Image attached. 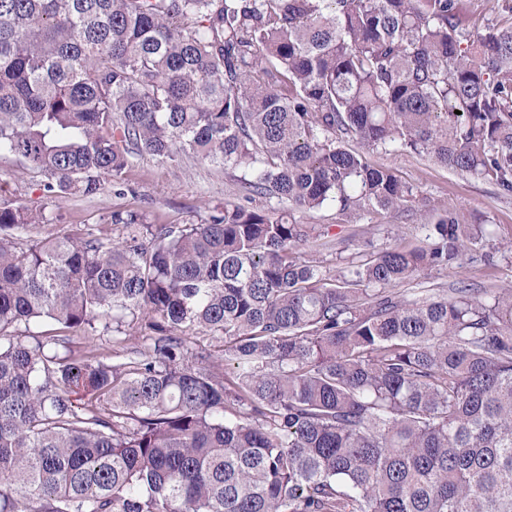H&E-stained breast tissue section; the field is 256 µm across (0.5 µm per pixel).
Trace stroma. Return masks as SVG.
I'll return each mask as SVG.
<instances>
[{
    "label": "stroma",
    "mask_w": 512,
    "mask_h": 512,
    "mask_svg": "<svg viewBox=\"0 0 512 512\" xmlns=\"http://www.w3.org/2000/svg\"><path fill=\"white\" fill-rule=\"evenodd\" d=\"M375 165L394 169L399 176L417 187L432 205L459 209L469 219L494 225L495 234L481 245L490 253L491 262L464 263L462 266L432 272L403 284L407 295L419 296L426 289L449 290L464 282L476 288L512 287V195L502 194L494 185L435 164L429 158L402 150L374 151L368 156ZM39 174L22 167L15 160L0 157V197L43 210L46 221L36 225L31 238L41 239L62 228L80 226L109 235L112 228L105 218L115 209H138L155 224L198 223L207 219L210 207L236 199L239 183L232 174L208 164L187 160L174 166L151 156L134 161L125 174L124 193L104 187L92 196L80 194L45 196ZM328 231L334 248L321 251L316 259L321 265L337 268L338 253L383 244L413 245L418 235L417 218L409 212L384 211L362 214L346 223L335 207L327 206L306 218Z\"/></svg>",
    "instance_id": "35a3bbf8"
}]
</instances>
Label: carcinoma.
I'll return each instance as SVG.
<instances>
[{
    "mask_svg": "<svg viewBox=\"0 0 512 512\" xmlns=\"http://www.w3.org/2000/svg\"><path fill=\"white\" fill-rule=\"evenodd\" d=\"M496 8L480 33L463 0H0V152L46 195L122 194L145 154L242 188L29 244L42 214L0 200V512H512V289L396 292L489 225L349 148L511 194ZM329 205L411 211L419 243L333 272L300 253ZM128 318L133 344L74 348Z\"/></svg>",
    "mask_w": 512,
    "mask_h": 512,
    "instance_id": "obj_1",
    "label": "carcinoma"
}]
</instances>
